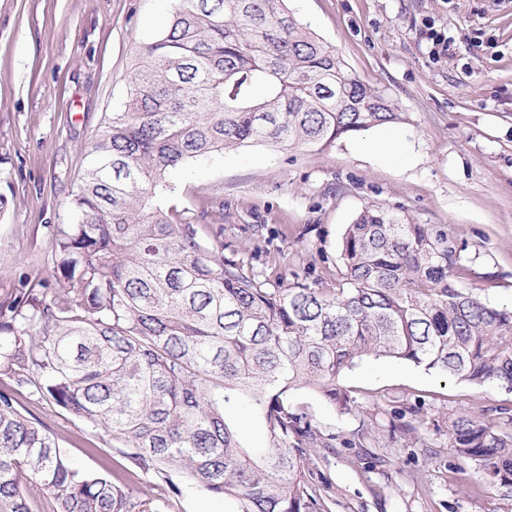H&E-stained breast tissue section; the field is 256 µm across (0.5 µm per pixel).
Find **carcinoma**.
Returning <instances> with one entry per match:
<instances>
[{
    "instance_id": "1",
    "label": "carcinoma",
    "mask_w": 512,
    "mask_h": 512,
    "mask_svg": "<svg viewBox=\"0 0 512 512\" xmlns=\"http://www.w3.org/2000/svg\"><path fill=\"white\" fill-rule=\"evenodd\" d=\"M404 120L348 68L286 0H178L134 64L122 112L102 129L74 194L76 222L55 232L60 261L0 301V376L112 436L151 477L134 496L76 468L0 390V512H167L183 488L229 512H332L313 482V448H330L292 391L349 413L342 374L393 358L512 393V309L461 287L448 236L378 206L341 243L334 288L263 279L224 257L221 232L162 204L168 175L256 143L324 148ZM253 408L265 446L233 422ZM450 447L512 512V408L448 425Z\"/></svg>"
}]
</instances>
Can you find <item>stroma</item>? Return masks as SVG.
<instances>
[{
  "label": "stroma",
  "instance_id": "stroma-1",
  "mask_svg": "<svg viewBox=\"0 0 512 512\" xmlns=\"http://www.w3.org/2000/svg\"><path fill=\"white\" fill-rule=\"evenodd\" d=\"M175 0H0V300L21 276L56 265L54 230L75 221L72 198L87 147L123 111L134 60L163 30ZM403 123L293 150L254 144L172 172L169 207L221 236L224 254L269 277L336 285L340 245L365 207H384L446 234L467 268L464 284L512 306V0H288ZM447 49H440V41ZM351 413L302 389L294 401L336 437L316 448L314 482L332 512H501L455 455L448 420L512 407V394L472 386L392 359L368 357L341 378ZM80 469L136 491L112 437L14 390ZM418 406L412 438L393 424Z\"/></svg>",
  "mask_w": 512,
  "mask_h": 512
}]
</instances>
